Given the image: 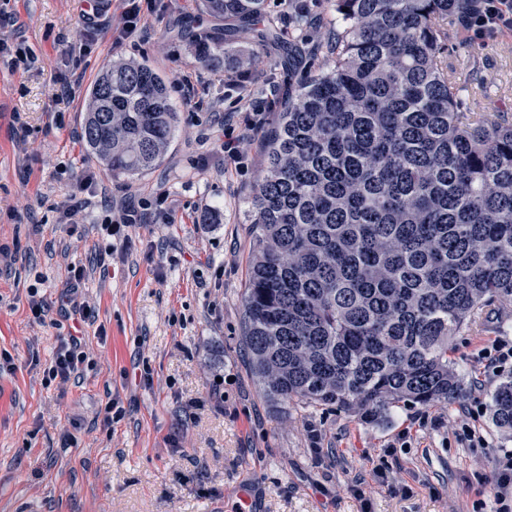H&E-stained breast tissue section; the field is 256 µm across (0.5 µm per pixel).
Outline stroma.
<instances>
[{
  "label": "stroma",
  "instance_id": "35a3bbf8",
  "mask_svg": "<svg viewBox=\"0 0 512 512\" xmlns=\"http://www.w3.org/2000/svg\"><path fill=\"white\" fill-rule=\"evenodd\" d=\"M90 0H0L21 27L0 37L30 49L33 66L0 65V512H497L495 459L512 436L491 395L512 377V306H485L448 356L463 399L399 404L364 422L325 406L287 414L260 394L243 345L242 295L254 247L249 199L262 177L264 136L290 90L326 61L336 36L329 0L300 19L267 0L281 41L235 40L243 66L198 63L182 36L223 31L201 0H156L137 33L118 34L126 0H106L88 51L77 52ZM450 66L467 71L464 111L512 122V29L471 39L448 18ZM145 62L169 81L178 124L164 161L111 175L82 144L87 91L112 61ZM83 78L60 95L56 78ZM194 88L183 93L182 76ZM264 110V124L245 117ZM26 124L25 142L13 132ZM242 154L224 156L226 129ZM170 222L152 217L160 192ZM149 210L123 226L122 203ZM72 213L58 223L59 211ZM46 303L44 320L29 309ZM86 360L68 382L49 379L60 337ZM112 421L104 423V406ZM484 447H470V433Z\"/></svg>",
  "mask_w": 512,
  "mask_h": 512
}]
</instances>
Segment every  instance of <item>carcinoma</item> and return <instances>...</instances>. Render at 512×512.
Wrapping results in <instances>:
<instances>
[{"label": "carcinoma", "instance_id": "1", "mask_svg": "<svg viewBox=\"0 0 512 512\" xmlns=\"http://www.w3.org/2000/svg\"><path fill=\"white\" fill-rule=\"evenodd\" d=\"M266 0L207 14L278 39ZM476 0H332L327 68L284 101L251 198L244 341L263 397L377 422L399 403L463 397L448 360L486 305L512 304V123L459 111L448 14ZM233 38L198 40L205 67ZM177 123L166 78L114 61L88 90L83 139L114 175L149 171ZM492 419L512 433V379Z\"/></svg>", "mask_w": 512, "mask_h": 512}]
</instances>
